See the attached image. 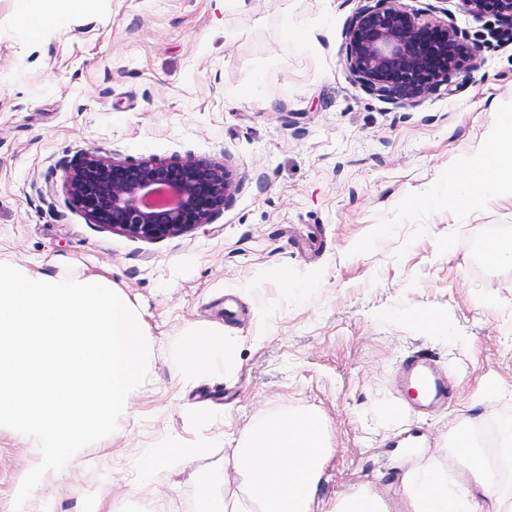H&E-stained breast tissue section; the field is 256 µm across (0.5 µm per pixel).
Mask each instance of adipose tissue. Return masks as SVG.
Masks as SVG:
<instances>
[{"label": "adipose tissue", "instance_id": "1", "mask_svg": "<svg viewBox=\"0 0 512 512\" xmlns=\"http://www.w3.org/2000/svg\"><path fill=\"white\" fill-rule=\"evenodd\" d=\"M493 195L512 197V113H501L480 154L450 169L445 199L475 203ZM235 350L220 329H196L179 348L186 380L223 366ZM330 440L321 417L309 410L270 416L250 427L225 472L236 489L214 495L202 489L197 512H315L316 490ZM451 471L418 467L402 478L401 510L366 488L337 500L332 512H512V495L499 471L475 449L468 428L457 431L448 451Z\"/></svg>", "mask_w": 512, "mask_h": 512}]
</instances>
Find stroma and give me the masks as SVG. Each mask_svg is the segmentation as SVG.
Returning <instances> with one entry per match:
<instances>
[{"instance_id": "1", "label": "stroma", "mask_w": 512, "mask_h": 512, "mask_svg": "<svg viewBox=\"0 0 512 512\" xmlns=\"http://www.w3.org/2000/svg\"><path fill=\"white\" fill-rule=\"evenodd\" d=\"M484 22L457 0H404ZM357 0H85L54 17L0 0V257L58 279H107L146 324L153 369L119 427L30 495L53 512H196L242 432L291 410L320 414L330 438L320 512L365 487L395 499L417 463L448 462L465 423L512 414V266L478 255L512 233V198L421 207L450 168L512 111V43L483 47L414 107L367 92L346 67ZM225 157L235 193L213 223L155 241L85 219L57 163ZM288 269L282 282L278 273ZM445 325L427 333L419 318ZM198 327L236 341L223 371L186 383L176 346ZM435 352L450 397L426 412L402 393L408 351ZM207 455L159 469L170 443ZM31 437L0 427V512L39 462Z\"/></svg>"}]
</instances>
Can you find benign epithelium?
Returning <instances> with one entry per match:
<instances>
[{
  "instance_id": "benign-epithelium-1",
  "label": "benign epithelium",
  "mask_w": 512,
  "mask_h": 512,
  "mask_svg": "<svg viewBox=\"0 0 512 512\" xmlns=\"http://www.w3.org/2000/svg\"><path fill=\"white\" fill-rule=\"evenodd\" d=\"M475 19L494 16L496 39L512 40V0H458ZM346 61L361 85L413 106L461 72L480 52L455 27L425 24L403 0H365L345 29ZM68 202L89 224L154 241L189 233L224 211L235 190L222 160L184 156L129 162L84 152L62 163Z\"/></svg>"
}]
</instances>
